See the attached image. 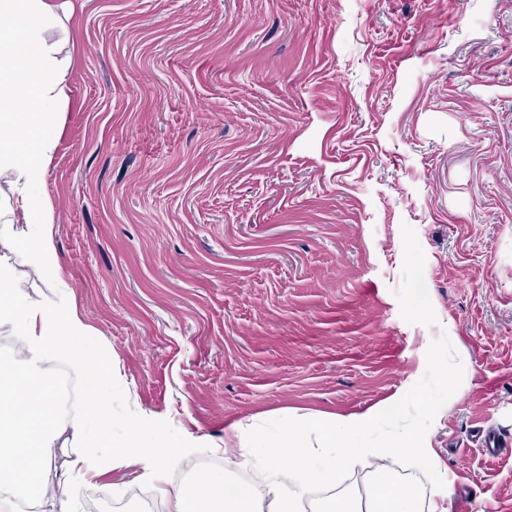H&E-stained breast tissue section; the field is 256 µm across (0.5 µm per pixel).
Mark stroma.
Here are the masks:
<instances>
[{"mask_svg": "<svg viewBox=\"0 0 512 512\" xmlns=\"http://www.w3.org/2000/svg\"><path fill=\"white\" fill-rule=\"evenodd\" d=\"M45 191L62 282L112 359V436L401 405L420 508L512 512V0H75ZM424 304L420 315L408 305ZM458 383L443 394L436 365ZM58 426L48 485L140 470ZM496 433L505 452L477 449Z\"/></svg>", "mask_w": 512, "mask_h": 512, "instance_id": "1", "label": "stroma"}]
</instances>
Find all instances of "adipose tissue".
<instances>
[{"mask_svg": "<svg viewBox=\"0 0 512 512\" xmlns=\"http://www.w3.org/2000/svg\"><path fill=\"white\" fill-rule=\"evenodd\" d=\"M73 11L72 0H0V183L16 198L9 224L19 244L0 254V321L13 325L25 352L20 364L0 365V491L19 500L40 502L47 496L42 475L60 417L44 365L63 358L83 378L92 418L91 424L73 425L74 438L89 446L113 443L114 459L140 467L142 479L162 492L169 512H199L205 502L218 512H301L312 481L332 485L357 467L368 468L369 490L353 500L333 501V512H417L416 495L395 489L388 462L403 457L430 471L440 469L441 462L425 436L411 428L386 443H373L381 421L400 418L394 405L359 415L301 416L277 429L233 424L224 451L254 470L255 485L221 471L201 476L191 491L172 482L170 469L212 445L192 435L167 445L144 417L128 419L123 439L112 441L104 424L112 369L81 349L93 331L73 295L34 303L22 287L31 273L51 285L62 281L44 184L60 110L68 100L67 66L46 34Z\"/></svg>", "mask_w": 512, "mask_h": 512, "instance_id": "obj_1", "label": "adipose tissue"}]
</instances>
